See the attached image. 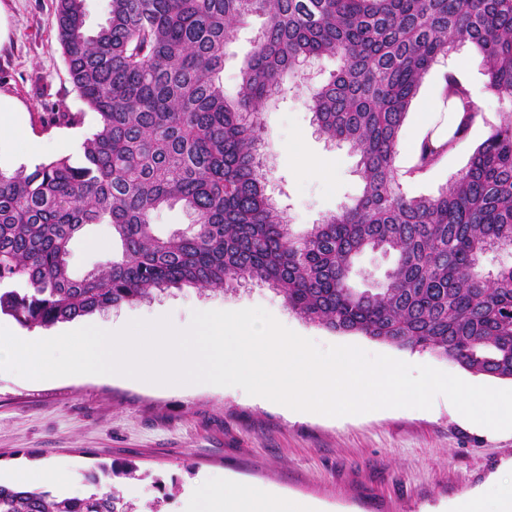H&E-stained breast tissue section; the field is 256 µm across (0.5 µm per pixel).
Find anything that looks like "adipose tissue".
<instances>
[{
    "label": "adipose tissue",
    "mask_w": 512,
    "mask_h": 512,
    "mask_svg": "<svg viewBox=\"0 0 512 512\" xmlns=\"http://www.w3.org/2000/svg\"><path fill=\"white\" fill-rule=\"evenodd\" d=\"M185 512H311V509L301 500L275 497L256 485L221 481L206 489L202 508L189 504Z\"/></svg>",
    "instance_id": "adipose-tissue-1"
}]
</instances>
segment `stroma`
I'll return each mask as SVG.
<instances>
[{"label": "stroma", "instance_id": "35a3bbf8", "mask_svg": "<svg viewBox=\"0 0 512 512\" xmlns=\"http://www.w3.org/2000/svg\"><path fill=\"white\" fill-rule=\"evenodd\" d=\"M56 0H0V97L6 98L24 134L45 142L46 152L26 156L0 138V168L51 161L73 153L95 128L96 115L75 92L54 24ZM264 24L261 17L239 30L224 58L222 81L235 97L241 68ZM489 116L500 110L485 86L483 57L473 45L452 53ZM307 91L285 82L264 114L266 191L296 228L321 223L354 202L362 191L358 158L344 144L318 137L306 107ZM83 113L77 126L52 125L50 113ZM436 101V76L428 74L400 134V162H407L423 127L444 124ZM487 136L478 128L467 147L409 193L429 194L464 168ZM297 152L283 155V142ZM118 247L107 224L87 226L70 243V271L81 278L110 260ZM262 307L320 347L355 345L413 365H428L473 385L512 388V381L471 373L429 351L400 349L351 333H335L290 311L268 285L228 292L172 289L152 301L106 312L121 324L156 312L189 324L193 312ZM512 430L486 432L461 420L453 404L436 396L430 409H382L360 415L290 417L276 404L258 403L243 389L207 385L158 392L116 380H32L0 373V470L62 461L84 493L91 475L115 462L135 475L116 479L137 512H181L198 485L233 477L314 500L325 512H438L442 504L475 489L489 476L512 481Z\"/></svg>", "mask_w": 512, "mask_h": 512}]
</instances>
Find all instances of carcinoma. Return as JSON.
<instances>
[{"instance_id": "cac0c4a2", "label": "carcinoma", "mask_w": 512, "mask_h": 512, "mask_svg": "<svg viewBox=\"0 0 512 512\" xmlns=\"http://www.w3.org/2000/svg\"><path fill=\"white\" fill-rule=\"evenodd\" d=\"M86 0H57L55 26L74 90L97 115L77 154L0 169V314L49 328L152 300L184 285L234 291L263 282L310 323L512 380V266L480 258L512 247V0H108L87 27ZM265 25L236 97L225 49L252 17ZM465 44L483 55L504 103L491 121L456 67L438 75L445 129L426 128L408 166L401 127L425 75ZM342 65L306 105L317 134L359 157L363 190L297 230L266 194L263 114L297 65ZM479 127L487 137L437 193L409 196ZM179 204L188 232L160 236L152 216ZM109 224L121 257L81 279L69 245ZM395 257L384 281L350 284L366 251ZM112 464L102 480L132 477ZM0 512H133L117 489L60 497L0 484Z\"/></svg>"}]
</instances>
